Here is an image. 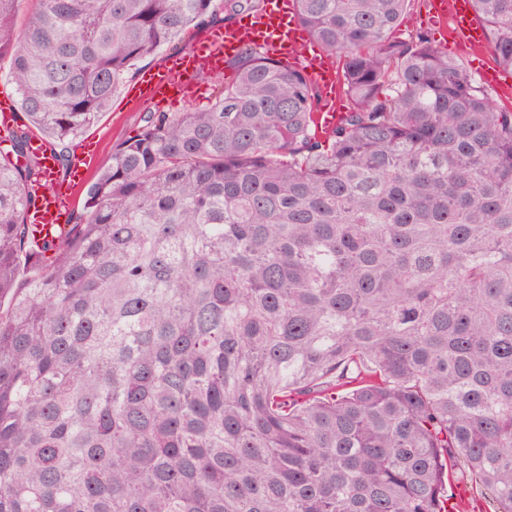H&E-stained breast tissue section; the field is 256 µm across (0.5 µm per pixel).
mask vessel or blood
<instances>
[{
    "label": "vessel or blood",
    "instance_id": "vessel-or-blood-1",
    "mask_svg": "<svg viewBox=\"0 0 512 512\" xmlns=\"http://www.w3.org/2000/svg\"><path fill=\"white\" fill-rule=\"evenodd\" d=\"M429 7L435 22H452L456 42L468 46L473 53H484L486 35L475 20L472 0H430ZM302 43L296 0H265L262 9L245 21L213 28L203 41L191 46L168 66L146 72L140 80L141 96L150 99L174 94L190 100L196 92L194 74L201 70L223 73L225 59L233 57L243 46L263 49L279 60L296 58ZM304 71L321 87L336 83V66L329 57L307 58ZM31 146L40 161L43 179L51 185L49 192L39 194L31 212L32 220L43 235L53 238L67 229L72 197L54 185L58 166L46 144L36 138Z\"/></svg>",
    "mask_w": 512,
    "mask_h": 512
}]
</instances>
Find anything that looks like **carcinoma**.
I'll return each mask as SVG.
<instances>
[{
  "mask_svg": "<svg viewBox=\"0 0 512 512\" xmlns=\"http://www.w3.org/2000/svg\"><path fill=\"white\" fill-rule=\"evenodd\" d=\"M0 0V512H512V109L398 35L412 0H297L347 112L245 47L204 110L145 113L60 241L66 141L217 0ZM512 71V0H473ZM54 258H46L47 252ZM324 104L315 116L316 127L320 133L329 132L339 123L342 112H336V100L325 98Z\"/></svg>",
  "mask_w": 512,
  "mask_h": 512,
  "instance_id": "carcinoma-1",
  "label": "carcinoma"
}]
</instances>
